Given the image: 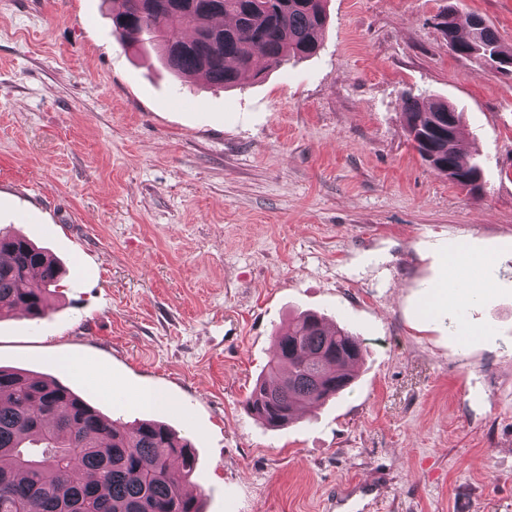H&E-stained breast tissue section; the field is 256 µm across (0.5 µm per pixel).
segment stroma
I'll list each match as a JSON object with an SVG mask.
<instances>
[{
	"instance_id": "1",
	"label": "stroma",
	"mask_w": 512,
	"mask_h": 512,
	"mask_svg": "<svg viewBox=\"0 0 512 512\" xmlns=\"http://www.w3.org/2000/svg\"><path fill=\"white\" fill-rule=\"evenodd\" d=\"M451 5L512 48V0H327L314 55L222 90L122 46L110 0H0V230L64 269L0 365L186 436L205 512H512V76L449 51ZM411 96L462 112L480 198L421 160ZM465 249L491 298L436 305ZM305 311L366 352L272 429L246 398Z\"/></svg>"
}]
</instances>
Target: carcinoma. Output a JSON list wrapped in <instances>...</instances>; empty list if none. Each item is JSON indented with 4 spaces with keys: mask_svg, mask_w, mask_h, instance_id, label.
<instances>
[{
    "mask_svg": "<svg viewBox=\"0 0 512 512\" xmlns=\"http://www.w3.org/2000/svg\"><path fill=\"white\" fill-rule=\"evenodd\" d=\"M447 43L479 61H512L478 14L459 35L455 7L439 16ZM327 24L326 0H116L112 32L124 46L155 44L175 75L231 88L258 74L257 60L280 67L313 55ZM423 161L477 197L482 165L464 152L462 113L445 101L410 98L403 112ZM60 269L23 235H0V319L22 309L40 319L51 310ZM363 340L304 313L274 336L268 372L246 404L271 428L299 409L339 398L363 357ZM191 442L151 419L120 425L70 388L42 375L0 366V512H203L187 490L195 469Z\"/></svg>",
    "mask_w": 512,
    "mask_h": 512,
    "instance_id": "cac0c4a2",
    "label": "carcinoma"
}]
</instances>
